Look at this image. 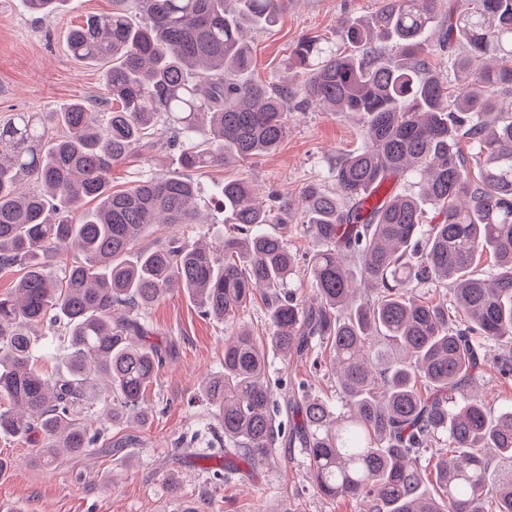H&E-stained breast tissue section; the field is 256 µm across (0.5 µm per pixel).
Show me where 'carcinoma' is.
<instances>
[{"instance_id":"cac0c4a2","label":"carcinoma","mask_w":512,"mask_h":512,"mask_svg":"<svg viewBox=\"0 0 512 512\" xmlns=\"http://www.w3.org/2000/svg\"><path fill=\"white\" fill-rule=\"evenodd\" d=\"M64 2L22 0L47 15ZM469 2L459 13L440 0H380L366 18L345 16L331 36L297 42L294 86L241 78L252 63L245 30L277 22L288 0H112L71 28L68 51L102 70L106 122L77 99L0 124V269L24 270L0 295V437L32 441L49 466L60 449L93 442L85 406L114 424L147 421L162 356L144 342L139 312L182 289L231 328L222 370L202 385L224 452L252 466L276 449L267 348L286 360L327 347L341 407L304 382L286 400L288 447L306 455L321 495L365 499L370 512H512V408L494 416L468 394L490 365L512 377V111L499 102L512 92V0ZM436 56L448 58L456 91ZM295 100L366 119L369 146L336 161L334 188L310 184L300 196L305 232L322 248L297 258L266 229L292 202L275 195L259 207L245 179L224 182L235 232L219 247H137L151 224L198 223L194 176L276 151ZM160 122L174 131L164 144ZM165 146L179 147L180 170L112 189V166ZM408 177L414 192L385 191ZM485 252L489 279L477 273ZM300 276L317 304L290 289ZM420 285L453 302L416 299ZM260 288L261 342L236 325ZM58 325L69 352L44 374L37 331ZM373 337L405 358L374 371ZM444 441L431 496L421 457ZM486 448L507 465L494 487ZM167 489L181 512H202L179 484Z\"/></svg>"}]
</instances>
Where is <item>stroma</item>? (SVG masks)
<instances>
[{"label": "stroma", "mask_w": 512, "mask_h": 512, "mask_svg": "<svg viewBox=\"0 0 512 512\" xmlns=\"http://www.w3.org/2000/svg\"><path fill=\"white\" fill-rule=\"evenodd\" d=\"M379 0H288L279 22L248 32L253 63L250 79L296 84L288 58L305 35H329L339 18L371 15ZM112 0H66L62 9L42 16L21 0H0V122L17 112H55L73 100L101 101L107 91L99 71L74 58L66 47L72 26L110 11ZM366 135L359 115L322 108L288 111V132L269 155L198 176V224H153L140 245L153 248L171 237L196 244L222 240L224 222L217 190L224 180L244 178L258 201L272 191L299 199L311 183L331 186L339 156L363 149ZM178 151L165 148L151 159H137L112 169V186L128 187L141 175L163 176L177 169ZM149 339L165 360L145 404L147 423H95L99 438L79 454L61 453L50 466L34 463L26 440L0 438V458L9 469L0 477V512H177L166 490L177 479L186 498L203 502L205 512H366L364 502L320 496L299 449L280 446L265 463L236 462L225 467L223 451L201 458L218 424L201 393V381L218 372L224 360L227 326L203 317L184 292L174 291L142 313ZM269 381L281 392L286 381L307 379L313 392L336 397V377L327 366L305 358L269 356ZM224 471L214 483L213 469Z\"/></svg>", "instance_id": "35a3bbf8"}]
</instances>
